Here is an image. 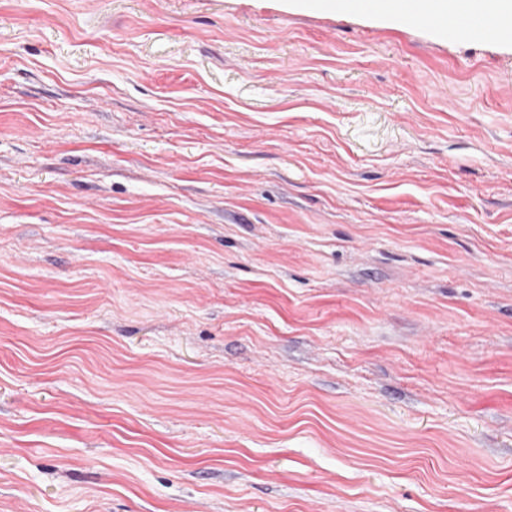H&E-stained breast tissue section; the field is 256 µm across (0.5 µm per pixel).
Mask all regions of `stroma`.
<instances>
[{
    "instance_id": "obj_1",
    "label": "stroma",
    "mask_w": 512,
    "mask_h": 512,
    "mask_svg": "<svg viewBox=\"0 0 512 512\" xmlns=\"http://www.w3.org/2000/svg\"><path fill=\"white\" fill-rule=\"evenodd\" d=\"M0 512H512V43L0 0Z\"/></svg>"
}]
</instances>
